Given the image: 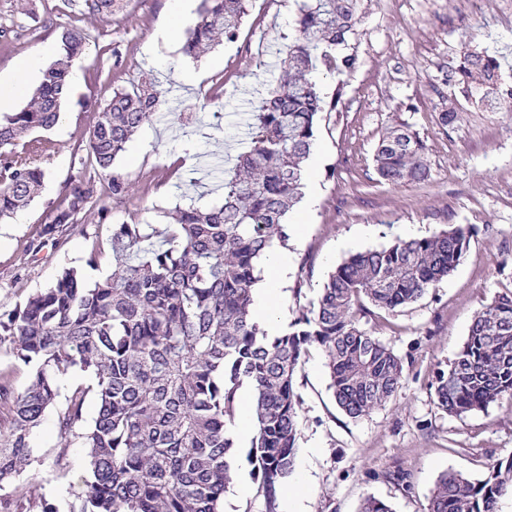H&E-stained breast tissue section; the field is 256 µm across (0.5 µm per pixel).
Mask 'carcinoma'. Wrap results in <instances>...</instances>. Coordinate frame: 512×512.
Listing matches in <instances>:
<instances>
[{
  "label": "carcinoma",
  "mask_w": 512,
  "mask_h": 512,
  "mask_svg": "<svg viewBox=\"0 0 512 512\" xmlns=\"http://www.w3.org/2000/svg\"><path fill=\"white\" fill-rule=\"evenodd\" d=\"M85 2L102 20L122 9V0ZM246 3L201 0L184 54L198 59L233 40ZM295 4L279 80L250 118L247 150L220 180L223 202L178 207L161 229L115 225L106 277L89 284L80 270L66 268L50 287L0 314V344L9 342L14 359L30 369L20 391L11 372L0 371V421L7 422L0 429V491L32 465L31 435L54 410L63 445L78 439L85 448L81 512H221V497L236 475L227 428L248 387L256 427L252 474L266 512H278V489L295 464L301 402L295 379L307 347L314 343L323 353L330 388L349 417L370 414L397 392L402 359L360 319L428 294L468 253V228L451 226L351 255L280 336H268L251 318L258 261L274 244L288 245L285 217L302 198L304 163L323 114L341 100L342 89L324 95L313 73L353 64L336 50L353 34L358 0ZM59 45L39 84L25 92L24 106L0 113V221L39 195L46 176L41 160L55 150L41 133L58 123L69 69L84 52L79 27H65ZM499 70L497 57L467 49L454 74L494 110L512 100V91L500 88ZM161 97L149 79L109 92L87 143L95 170L112 168ZM373 168L391 185L426 180L423 141L405 126L388 129ZM130 193L115 176L76 179L53 203L37 238L78 223L97 199ZM76 370L83 379L61 393V381ZM435 396L439 408L454 414L512 399V291L494 294L476 314L448 371L438 372ZM91 398L97 411L88 423ZM506 495L512 496V459L489 468L482 480L442 475L429 512H499ZM35 507L30 499L0 496V512Z\"/></svg>",
  "instance_id": "carcinoma-1"
}]
</instances>
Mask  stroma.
Returning <instances> with one entry per match:
<instances>
[{
	"label": "stroma",
	"instance_id": "obj_1",
	"mask_svg": "<svg viewBox=\"0 0 512 512\" xmlns=\"http://www.w3.org/2000/svg\"><path fill=\"white\" fill-rule=\"evenodd\" d=\"M199 0H126L110 19L80 24L85 50L77 58L80 89L50 131L56 149L44 163L39 197L0 223V313L50 287L63 268L93 282L111 270L91 260L94 242H108L117 224L162 227L165 212L220 203L213 164L242 151L248 116L276 84L288 51L293 0H249L236 39L216 46L191 67L186 85L172 62L181 58L185 29ZM456 0H360L347 52L349 68L316 74L325 94L341 91L337 112L321 122L307 163L311 210L289 213L283 253L291 275L277 310L284 321L315 299L328 273L359 251L399 240L431 237L451 225L471 230L465 258L427 295L396 313L361 321L404 361L398 392L360 418L348 417L330 389L318 349L297 378L302 398L298 448L287 487L304 489L306 512H359L376 498L393 512H427L439 476L452 471L480 480L512 457V400L461 415L438 407L435 374L447 369L487 298L512 290V110L486 109L468 99L453 78L465 46L495 55L503 89H512V0H476L470 24L455 20ZM69 0H0V74L17 61L48 64L45 53L70 22ZM175 33L162 37L166 25ZM154 80L165 102L143 124L111 173L132 188L131 199L96 201L81 224L40 251L28 245L50 220V206L82 173L80 159L102 84L127 87ZM458 103L456 120L438 121L444 102ZM405 125L425 146L426 181L377 182L373 155L388 127ZM31 445L32 466L6 492L28 493L54 512H77L85 474L80 444L61 447L55 413H47ZM236 477L244 492L228 512H264L252 476L250 443L235 444Z\"/></svg>",
	"mask_w": 512,
	"mask_h": 512
}]
</instances>
